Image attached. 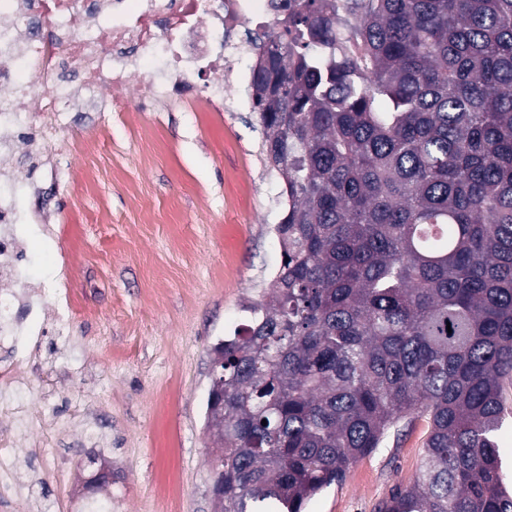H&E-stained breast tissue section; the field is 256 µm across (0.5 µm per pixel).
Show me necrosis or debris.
<instances>
[{"label": "necrosis or debris", "instance_id": "obj_1", "mask_svg": "<svg viewBox=\"0 0 512 512\" xmlns=\"http://www.w3.org/2000/svg\"><path fill=\"white\" fill-rule=\"evenodd\" d=\"M271 0H0V335H31L14 328V301L23 298L40 314L58 282L33 281L26 273L25 214L14 193L16 172L8 160L18 144L44 165L67 167L55 141L68 113L96 94L99 111L112 94L133 87L141 111L171 101L191 78L224 85V61L241 46L225 31L266 18ZM212 15L213 26L203 25ZM0 367V416L19 424L37 413L19 404L17 362Z\"/></svg>", "mask_w": 512, "mask_h": 512}]
</instances>
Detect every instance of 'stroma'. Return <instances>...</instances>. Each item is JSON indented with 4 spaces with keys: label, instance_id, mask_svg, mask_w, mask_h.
Wrapping results in <instances>:
<instances>
[{
    "label": "stroma",
    "instance_id": "35a3bbf8",
    "mask_svg": "<svg viewBox=\"0 0 512 512\" xmlns=\"http://www.w3.org/2000/svg\"><path fill=\"white\" fill-rule=\"evenodd\" d=\"M244 96L225 89L220 112L192 99L74 116L59 134L66 178L18 182L24 202L54 217L26 227L27 273L61 280L73 311L64 335L47 336L40 359L24 364L16 393L60 433L50 448L37 432L19 438L33 489L0 512H32L37 499L83 512L74 490L90 454L116 473L112 512H214L211 348L242 327L244 304L282 262L283 183ZM426 436L417 420L303 512H376L414 478Z\"/></svg>",
    "mask_w": 512,
    "mask_h": 512
}]
</instances>
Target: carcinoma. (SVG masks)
<instances>
[{"label":"carcinoma","mask_w":512,"mask_h":512,"mask_svg":"<svg viewBox=\"0 0 512 512\" xmlns=\"http://www.w3.org/2000/svg\"><path fill=\"white\" fill-rule=\"evenodd\" d=\"M284 3L253 96L283 256L216 361L219 512H302L427 422L379 512H512V0ZM506 412L503 426L499 433V455L503 462V469L507 475V482H512V381L506 385Z\"/></svg>","instance_id":"obj_1"}]
</instances>
